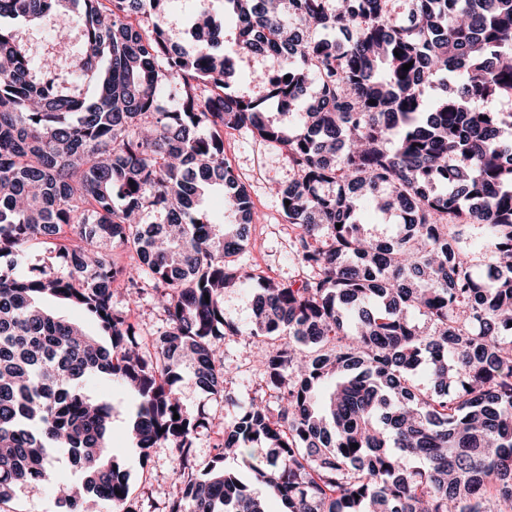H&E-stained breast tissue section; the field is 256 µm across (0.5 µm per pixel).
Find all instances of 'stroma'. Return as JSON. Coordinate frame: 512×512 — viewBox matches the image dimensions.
<instances>
[{
  "label": "stroma",
  "instance_id": "stroma-1",
  "mask_svg": "<svg viewBox=\"0 0 512 512\" xmlns=\"http://www.w3.org/2000/svg\"><path fill=\"white\" fill-rule=\"evenodd\" d=\"M208 8L216 20L224 24V45L228 53L236 57L237 70L242 76L239 88L252 91L251 77L259 67L252 56L238 53L235 45V28L224 19V0H209ZM0 26L12 32L17 42L26 50L33 62L47 56L55 57L61 71L74 76L78 93L90 96L96 93V81L83 77L80 70L85 55V43L76 25H53L35 22L22 17L0 20ZM224 156L246 186L255 208L250 227V245L238 257L240 264L261 271L275 280L296 279L297 265L292 255V244L298 234L296 226L288 224L278 201L270 194L274 182L291 180L295 171L285 150L264 144L250 131L225 130ZM125 286L114 292V307L125 311L139 330V342L143 349H151L158 332L165 327V316L158 307L155 290L147 288L137 295L134 302H127ZM266 346L262 337L254 339L242 336L226 337L221 347L224 364L231 376L227 390L235 399V406L248 405L257 396L262 385L260 367L255 358ZM89 395L110 402L114 408L110 444L114 455L130 473V493L138 502L141 512H167L169 501L176 496L181 484L174 473L170 448L152 449L148 458H141L132 449L128 434L129 416L135 405L134 397L125 389L111 382L96 379L87 386ZM179 401L191 414L206 413L214 422H228L235 406L211 397L199 390L191 373H184L178 387ZM82 473L67 461L56 463L49 482L37 486L18 488L11 503L13 512H60L53 483L57 480L80 485Z\"/></svg>",
  "mask_w": 512,
  "mask_h": 512
}]
</instances>
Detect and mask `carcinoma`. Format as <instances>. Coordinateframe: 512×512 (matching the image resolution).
Listing matches in <instances>:
<instances>
[{"mask_svg": "<svg viewBox=\"0 0 512 512\" xmlns=\"http://www.w3.org/2000/svg\"><path fill=\"white\" fill-rule=\"evenodd\" d=\"M166 2L0 0V15L80 26L84 74L109 56L87 98L49 60L57 83L33 78L0 28V258L13 257L0 262V512L61 456L84 472L61 512H136L112 404L84 391L96 378L135 394L142 458L171 449L182 488L168 512H268L224 469L229 448L282 512H512V0H224L238 50L270 63L251 96L218 48L172 40ZM283 100L293 110L269 111ZM228 128L288 152L296 175L273 192L310 276L236 263L253 207L224 159ZM214 189L227 224L194 212ZM368 202L400 218L395 235L359 222ZM39 244L62 269H19ZM140 278L168 322L151 354L112 302L113 284ZM227 288L253 295L249 326L224 317ZM245 333L288 337L258 359L278 406L240 409L199 470L208 422L177 384L188 364L236 405L219 345Z\"/></svg>", "mask_w": 512, "mask_h": 512, "instance_id": "cac0c4a2", "label": "carcinoma"}]
</instances>
